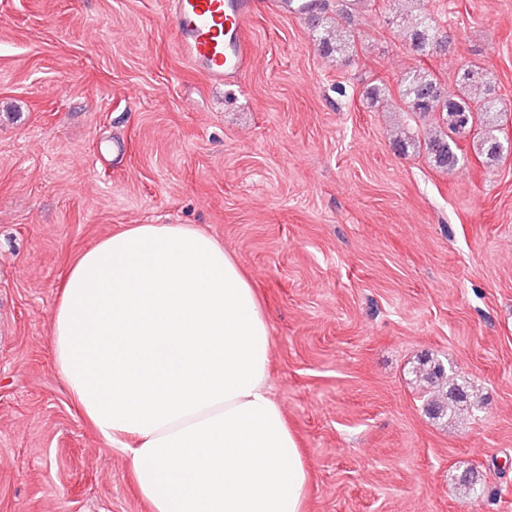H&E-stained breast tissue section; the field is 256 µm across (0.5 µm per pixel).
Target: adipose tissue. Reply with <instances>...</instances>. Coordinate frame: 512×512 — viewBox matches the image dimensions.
Segmentation results:
<instances>
[{
  "label": "adipose tissue",
  "instance_id": "ef3b65f1",
  "mask_svg": "<svg viewBox=\"0 0 512 512\" xmlns=\"http://www.w3.org/2000/svg\"><path fill=\"white\" fill-rule=\"evenodd\" d=\"M77 410L151 512H304L256 288L192 224H132L69 268L51 336Z\"/></svg>",
  "mask_w": 512,
  "mask_h": 512
}]
</instances>
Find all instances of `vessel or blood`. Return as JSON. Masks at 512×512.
<instances>
[{"label":"vessel or blood","mask_w":512,"mask_h":512,"mask_svg":"<svg viewBox=\"0 0 512 512\" xmlns=\"http://www.w3.org/2000/svg\"><path fill=\"white\" fill-rule=\"evenodd\" d=\"M288 0H166L164 18L180 55L215 85L237 80L252 63L247 26L257 13Z\"/></svg>","instance_id":"vessel-or-blood-1"}]
</instances>
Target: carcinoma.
<instances>
[{"mask_svg": "<svg viewBox=\"0 0 512 512\" xmlns=\"http://www.w3.org/2000/svg\"><path fill=\"white\" fill-rule=\"evenodd\" d=\"M410 7L400 10L392 18L403 31L404 47L417 57L430 58L447 53L452 47L448 34L429 17L423 0H406ZM330 4L318 5L317 25L321 34L312 35L321 55L348 60L356 55V33L352 15L346 5L336 7V16H330ZM456 85L466 94H453L433 72L424 68L406 73L400 80L401 111L423 117L434 116L438 124L426 141L433 165L442 170H454L461 162L456 137L474 134L478 153L488 165L501 161L509 152V141L504 137L506 112L499 105L495 85L487 70L477 64H466L456 74ZM424 381L433 386L448 379V389L442 395L431 396L427 411L434 419H444L472 407L473 395L468 387L454 382L445 365L431 358L422 363Z\"/></svg>", "mask_w": 512, "mask_h": 512, "instance_id": "cac0c4a2", "label": "carcinoma"}]
</instances>
